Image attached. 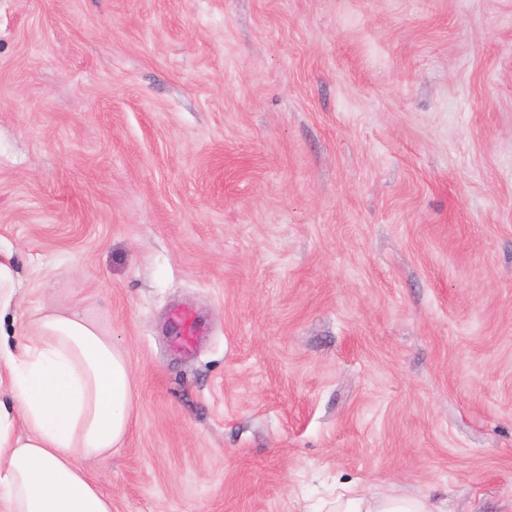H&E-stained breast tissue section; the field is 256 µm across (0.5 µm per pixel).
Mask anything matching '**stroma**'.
<instances>
[{
  "mask_svg": "<svg viewBox=\"0 0 512 512\" xmlns=\"http://www.w3.org/2000/svg\"><path fill=\"white\" fill-rule=\"evenodd\" d=\"M0 248L132 367L112 512H512V0H0ZM334 512H445L427 493L397 496L349 489L336 498Z\"/></svg>",
  "mask_w": 512,
  "mask_h": 512,
  "instance_id": "obj_1",
  "label": "stroma"
}]
</instances>
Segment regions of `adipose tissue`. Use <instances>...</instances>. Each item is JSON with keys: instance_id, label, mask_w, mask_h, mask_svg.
Listing matches in <instances>:
<instances>
[{"instance_id": "ef3b65f1", "label": "adipose tissue", "mask_w": 512, "mask_h": 512, "mask_svg": "<svg viewBox=\"0 0 512 512\" xmlns=\"http://www.w3.org/2000/svg\"><path fill=\"white\" fill-rule=\"evenodd\" d=\"M0 512H112V498L83 460L121 443L134 399L131 367L94 323L47 312L37 334L0 344ZM334 512H441L426 493L397 496L353 489Z\"/></svg>"}]
</instances>
